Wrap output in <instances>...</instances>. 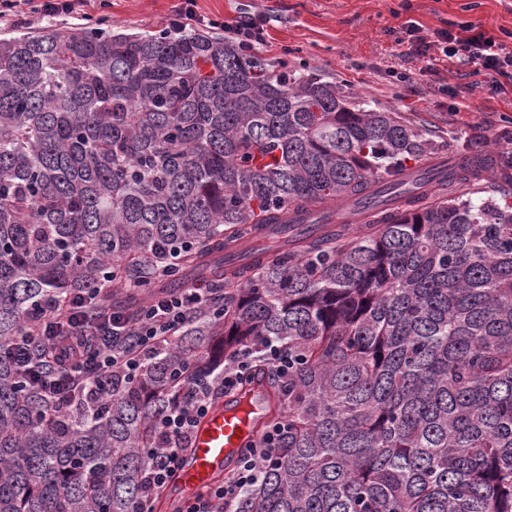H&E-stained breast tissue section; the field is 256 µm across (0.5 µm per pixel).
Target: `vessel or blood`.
Listing matches in <instances>:
<instances>
[{"label": "vessel or blood", "mask_w": 512, "mask_h": 512, "mask_svg": "<svg viewBox=\"0 0 512 512\" xmlns=\"http://www.w3.org/2000/svg\"><path fill=\"white\" fill-rule=\"evenodd\" d=\"M266 405L265 390L256 384L243 393H226L208 411L173 475L178 494L199 492L223 475L258 434Z\"/></svg>", "instance_id": "obj_1"}]
</instances>
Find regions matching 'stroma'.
Wrapping results in <instances>:
<instances>
[{
    "mask_svg": "<svg viewBox=\"0 0 512 512\" xmlns=\"http://www.w3.org/2000/svg\"><path fill=\"white\" fill-rule=\"evenodd\" d=\"M181 2L93 0L83 19L48 20L27 8L0 22V37L37 35L51 26L75 30L102 19L111 20L116 32H158ZM196 6L199 14L220 21L242 12L265 14L268 38L261 58L276 69L314 72L367 108L425 128L444 164H454L469 147L490 159L512 155V96L469 87L465 67L439 54L404 60L393 35L410 19L431 30L469 21L512 50V0H197ZM405 70L411 83L396 78ZM441 84L456 87L458 97L438 94Z\"/></svg>",
    "mask_w": 512,
    "mask_h": 512,
    "instance_id": "stroma-1",
    "label": "stroma"
}]
</instances>
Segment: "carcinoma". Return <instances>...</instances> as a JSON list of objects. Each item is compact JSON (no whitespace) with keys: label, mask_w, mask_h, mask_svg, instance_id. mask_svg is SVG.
I'll return each mask as SVG.
<instances>
[{"label":"carcinoma","mask_w":512,"mask_h":512,"mask_svg":"<svg viewBox=\"0 0 512 512\" xmlns=\"http://www.w3.org/2000/svg\"><path fill=\"white\" fill-rule=\"evenodd\" d=\"M437 151L206 33L0 38V512H179L150 480L174 370L215 388L240 353L281 433L234 512H512V159ZM336 200L361 224L314 221ZM171 248L162 288L219 297L135 381L50 410L19 336L77 288L137 314Z\"/></svg>","instance_id":"carcinoma-1"}]
</instances>
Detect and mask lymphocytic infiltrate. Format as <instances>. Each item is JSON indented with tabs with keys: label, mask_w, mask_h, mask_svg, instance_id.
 <instances>
[{
	"label": "lymphocytic infiltrate",
	"mask_w": 512,
	"mask_h": 512,
	"mask_svg": "<svg viewBox=\"0 0 512 512\" xmlns=\"http://www.w3.org/2000/svg\"><path fill=\"white\" fill-rule=\"evenodd\" d=\"M219 24L198 14L194 0H184L167 20L168 29L173 31L189 27L213 28ZM220 25L224 27L225 37L247 53L258 52L266 42V21L262 15L242 13ZM396 42L411 59L420 60L437 51L449 60L473 66L475 74L484 76L493 94L506 93L507 82H512V51H504L494 37L486 35L476 24L468 23L456 30L430 31L410 20L400 28ZM209 298V289L187 288L181 293L154 299L139 317L108 311L96 322L88 321L72 307L48 308L40 317L39 327L22 336L13 352V360L23 378L37 377L48 406L64 403L66 394L77 389L91 396L108 397L112 394L113 374L135 379L144 362L169 346L180 335L184 323L201 310ZM62 330L75 336L98 333L106 337L107 342L93 353L61 354L51 369L36 371L27 354V344L38 337L51 339ZM185 389L188 402L165 413L157 422L158 434L164 442L162 460L152 471V481L158 486L165 484L175 472L183 449L189 445L197 424L212 405L210 390L199 388L197 382L186 381ZM276 438V432H268L260 446L245 449L235 475L196 494L186 502L183 512H214L218 506L223 512H230L241 491L257 482L266 462L272 459Z\"/></svg>",
	"instance_id": "obj_1"
}]
</instances>
